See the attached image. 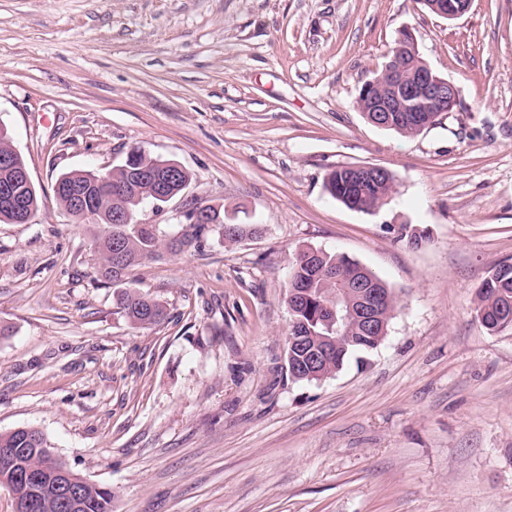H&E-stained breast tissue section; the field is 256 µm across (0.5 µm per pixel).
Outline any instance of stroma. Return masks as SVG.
<instances>
[{"instance_id":"obj_1","label":"stroma","mask_w":512,"mask_h":512,"mask_svg":"<svg viewBox=\"0 0 512 512\" xmlns=\"http://www.w3.org/2000/svg\"><path fill=\"white\" fill-rule=\"evenodd\" d=\"M404 30L460 89L413 136L357 103ZM0 124L39 197L0 223V432L41 430L115 512H512V328L475 317L512 263V0L455 20L419 0H0ZM136 146L191 175L142 223L173 235L192 207L241 205L265 227L131 268L169 308L146 327L53 192ZM352 164L395 175L378 210L327 194ZM307 246L399 299L364 363L313 383L283 370ZM512 303V263H500L495 266L483 280L476 292V318L483 317V328L492 333L511 328L501 324V308Z\"/></svg>"}]
</instances>
